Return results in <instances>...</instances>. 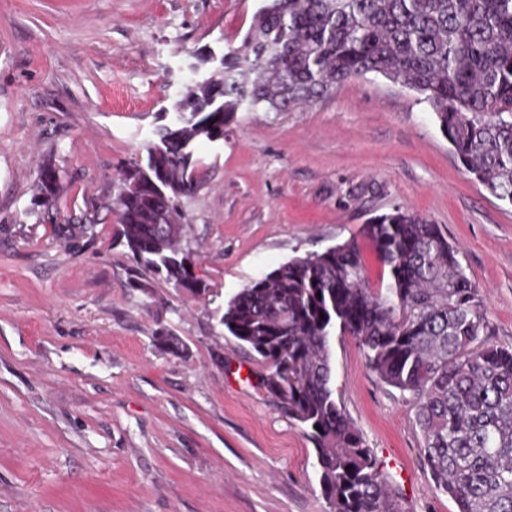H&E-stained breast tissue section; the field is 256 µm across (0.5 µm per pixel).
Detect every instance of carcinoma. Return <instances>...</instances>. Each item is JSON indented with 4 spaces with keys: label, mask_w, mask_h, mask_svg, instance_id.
Segmentation results:
<instances>
[{
    "label": "carcinoma",
    "mask_w": 512,
    "mask_h": 512,
    "mask_svg": "<svg viewBox=\"0 0 512 512\" xmlns=\"http://www.w3.org/2000/svg\"><path fill=\"white\" fill-rule=\"evenodd\" d=\"M374 73L428 103L465 170L512 203V0H265L221 86L193 82L146 158L129 162L106 209L133 265L192 296L205 287L189 251L167 235L202 179L195 145L214 142L243 108L288 112ZM56 168L37 195L52 207ZM59 238L92 239L90 224ZM385 286H369L357 240L296 257L242 288L221 323L268 368L266 391L314 444L332 512H396L361 432L336 402L331 342L349 336L379 380L407 396L436 490L458 512H512V350L483 339L479 288L440 227L396 208L363 228Z\"/></svg>",
    "instance_id": "carcinoma-1"
}]
</instances>
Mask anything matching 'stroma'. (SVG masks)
<instances>
[{
    "mask_svg": "<svg viewBox=\"0 0 512 512\" xmlns=\"http://www.w3.org/2000/svg\"><path fill=\"white\" fill-rule=\"evenodd\" d=\"M264 0H0V512H329L314 446L228 334L230 298L402 207L440 225L483 295L488 340L512 349V204L453 155L427 103L368 74L288 112H236L183 200L182 247L209 287L152 277L104 217L81 248L36 206L102 215L205 48L238 47ZM184 344L173 354L155 336ZM332 387L398 512H458L434 489L414 408L332 340ZM57 172L54 167H45L41 172L37 184V195L42 200L41 206L53 207L56 199V191L58 188L59 177H55ZM49 174V175H47Z\"/></svg>",
    "mask_w": 512,
    "mask_h": 512,
    "instance_id": "stroma-1",
    "label": "stroma"
}]
</instances>
